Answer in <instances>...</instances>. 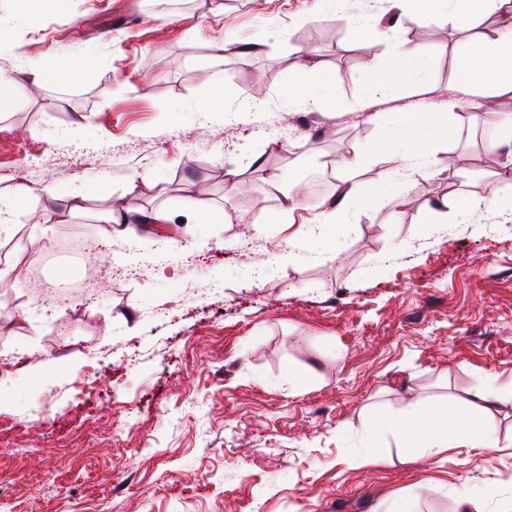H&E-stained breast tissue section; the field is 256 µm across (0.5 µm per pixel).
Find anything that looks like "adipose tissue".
Listing matches in <instances>:
<instances>
[{"label": "adipose tissue", "mask_w": 512, "mask_h": 512, "mask_svg": "<svg viewBox=\"0 0 512 512\" xmlns=\"http://www.w3.org/2000/svg\"><path fill=\"white\" fill-rule=\"evenodd\" d=\"M470 11L449 9L446 21L467 36L457 47L458 75L473 95L494 97L503 103L512 102V31H492L472 34L476 11L491 7L501 14L512 16V0H467ZM288 96L301 110L330 112L334 103L329 90V80L320 73L316 64L304 67L303 74L288 85ZM39 198L42 208L39 223L56 222L61 207L70 211L82 210L85 199L80 195L61 200L49 187H16L13 194L0 192V223H10L15 211L25 200ZM495 377L486 380L470 391L468 408L448 405L436 410L421 404L412 414L393 420L378 415L376 427H388L397 432L404 456L416 460L433 455L441 448H496L500 442L494 425L489 419L493 407L512 402V389L496 387Z\"/></svg>", "instance_id": "ef3b65f1"}]
</instances>
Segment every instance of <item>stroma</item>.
I'll return each instance as SVG.
<instances>
[{
	"mask_svg": "<svg viewBox=\"0 0 512 512\" xmlns=\"http://www.w3.org/2000/svg\"><path fill=\"white\" fill-rule=\"evenodd\" d=\"M388 2L65 0L28 20L0 0V68L14 80L0 176L87 194L52 237L90 229L113 255L93 271L92 304L48 307L43 285L85 275L81 258L48 261L30 243L37 200L0 226V259L23 271L0 282V355L18 357L0 377V512H395L403 501L464 512L463 488L485 512L512 505L510 403L492 411L496 448L411 464L390 430L365 434L415 398L440 409L489 376L512 386V221L492 224L485 202L512 196L496 180L512 146L489 151L479 134L496 102L480 99L479 114L423 148L395 199L338 205L340 189L396 173L393 153L357 175L336 170V193L293 213L302 224L341 209L325 236L291 244L269 221L284 203L269 174L292 192L301 163L352 156L386 133L404 144L416 137L405 113L465 97L463 32L408 14L382 27ZM219 38L255 51L216 63ZM400 43L424 52V94L411 95L406 70L374 91V66ZM307 49L331 79L333 112L288 98ZM61 53L90 56L82 79L33 90L37 65ZM208 72L224 83V109L203 117ZM300 136L303 151L270 146ZM452 154L465 171L449 168ZM233 170L249 195L228 191ZM147 172L154 186L133 188ZM446 199L474 206L445 237L425 209ZM190 200L223 209V223L145 224L132 240L101 221L112 206L176 212ZM132 249L151 256V274L118 275ZM287 250L306 258L273 263ZM354 456L364 465L349 467Z\"/></svg>",
	"mask_w": 512,
	"mask_h": 512,
	"instance_id": "1",
	"label": "stroma"
}]
</instances>
